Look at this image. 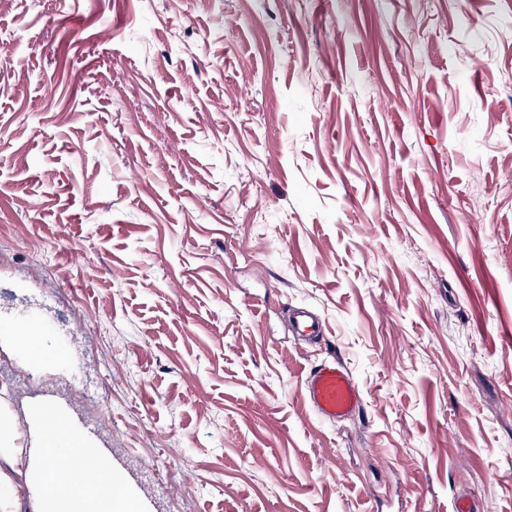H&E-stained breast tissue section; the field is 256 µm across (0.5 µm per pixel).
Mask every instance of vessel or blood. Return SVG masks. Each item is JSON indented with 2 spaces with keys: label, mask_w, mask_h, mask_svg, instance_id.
<instances>
[{
  "label": "vessel or blood",
  "mask_w": 512,
  "mask_h": 512,
  "mask_svg": "<svg viewBox=\"0 0 512 512\" xmlns=\"http://www.w3.org/2000/svg\"><path fill=\"white\" fill-rule=\"evenodd\" d=\"M31 320L27 306H15L13 311L0 313V333L17 336ZM289 323L293 334L300 340L326 334L324 321L306 308L293 310ZM304 400L318 418L329 423L351 419L364 405L363 393L351 372L345 364L333 358L310 370L304 384ZM60 422L65 423L76 438L74 455H83L91 449L99 458H107V450L98 445L94 427L81 418L71 401L63 398H46L34 404L28 431L44 433Z\"/></svg>",
  "instance_id": "vessel-or-blood-1"
}]
</instances>
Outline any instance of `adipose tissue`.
Wrapping results in <instances>:
<instances>
[{
    "label": "adipose tissue",
    "mask_w": 512,
    "mask_h": 512,
    "mask_svg": "<svg viewBox=\"0 0 512 512\" xmlns=\"http://www.w3.org/2000/svg\"><path fill=\"white\" fill-rule=\"evenodd\" d=\"M69 443L61 429L43 443L48 492L59 501V512H136L133 502L105 487L106 462L89 452L73 456Z\"/></svg>",
    "instance_id": "adipose-tissue-1"
}]
</instances>
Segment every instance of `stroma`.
<instances>
[{"label": "stroma", "instance_id": "obj_1", "mask_svg": "<svg viewBox=\"0 0 512 512\" xmlns=\"http://www.w3.org/2000/svg\"><path fill=\"white\" fill-rule=\"evenodd\" d=\"M20 286L13 447L63 390L140 512H512V0H0ZM31 320L28 306L16 305L14 311L0 313V329L2 335L17 336L16 343L27 351L32 360L37 361L44 357L40 345L43 332L39 325L30 323ZM21 329L22 335L19 336ZM292 333L298 340H310L326 334L324 321L313 311L306 308L293 310L289 317ZM304 400L323 421L351 419L364 405L362 390L341 361L331 358L314 366L304 384Z\"/></svg>", "mask_w": 512, "mask_h": 512}]
</instances>
